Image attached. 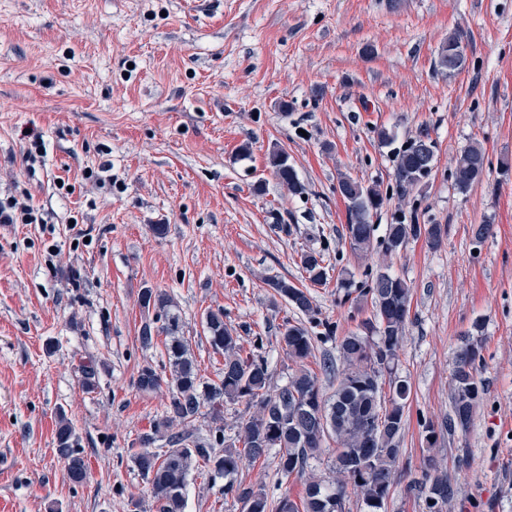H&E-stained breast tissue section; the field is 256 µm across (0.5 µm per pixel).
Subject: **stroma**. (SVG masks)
<instances>
[{
    "label": "stroma",
    "instance_id": "obj_1",
    "mask_svg": "<svg viewBox=\"0 0 512 512\" xmlns=\"http://www.w3.org/2000/svg\"><path fill=\"white\" fill-rule=\"evenodd\" d=\"M458 31L466 65L450 77L435 51ZM423 131L436 143L430 176L411 202L388 195L373 222L439 224L442 245L418 239L389 257L378 245L356 256L340 177L389 190L396 153ZM31 132L44 157L30 178L21 147ZM475 141L489 164L462 193L452 171ZM275 146L304 196L288 195L268 166ZM506 158L512 0H0V193L31 194L49 214L44 224H0V512H128L132 495L156 512L131 462L169 400L167 387L135 386L143 365L167 361L164 336L140 344L141 289L172 298L205 380L224 367L204 333L207 312L220 309L243 350L263 336L278 387L294 368L279 331L304 317L266 281L304 285L307 250L332 265L311 293L337 336L370 313V271L388 268L413 291L397 366L411 385L408 424L385 512H423L408 484L431 452L455 489L444 512H512ZM107 161L108 193L85 178ZM59 177L72 192L55 188ZM484 222L492 232L475 240ZM477 320L484 363L473 424L428 445L423 425L447 418L454 358ZM89 357L99 365L91 392L80 369ZM61 411L80 437L79 483L56 452ZM276 465L269 451L237 480L299 499L302 479L278 480ZM186 500L185 512H245L200 470Z\"/></svg>",
    "mask_w": 512,
    "mask_h": 512
}]
</instances>
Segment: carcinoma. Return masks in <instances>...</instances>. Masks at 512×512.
Returning <instances> with one entry per match:
<instances>
[{"instance_id":"1","label":"carcinoma","mask_w":512,"mask_h":512,"mask_svg":"<svg viewBox=\"0 0 512 512\" xmlns=\"http://www.w3.org/2000/svg\"><path fill=\"white\" fill-rule=\"evenodd\" d=\"M428 133L412 139L395 157V194L406 201L430 171L422 169L415 146ZM286 151L274 148L268 165L288 193L302 196L307 185L295 168L284 159ZM487 157L477 142L468 145L457 158L452 172L457 190L465 192L480 180ZM338 190L347 204L346 237L351 249L366 254L373 245L376 225L372 222L387 194L377 185L365 186L349 177L338 181ZM425 237L433 247L440 245L443 230L439 224H405L395 217L386 225L383 252L392 255L409 240ZM299 263L312 286L326 284L329 265L321 251H304ZM265 284L288 305L302 313L308 325L285 323L279 343L288 358L299 365L285 385L271 388L272 375L265 356L264 338L254 337L253 349L242 353L237 337L224 325V311L206 315L204 331L212 348L224 356L223 376L218 383H208L199 374L189 339L182 335L183 323L172 310L173 301L165 293L151 288L139 296L140 305L154 311L145 323L140 341L148 347L154 336L166 337L169 373L162 375L152 365L138 372L136 387L150 392L167 385L170 393L162 418L150 431L142 433L132 462L146 480L157 512H185L186 487L197 468L207 469L210 477L224 479V495H232L244 504L245 512H345L348 489L361 499L364 512H383L393 486V474L401 454V439L407 424L406 403L411 393L408 380L396 375L406 324L410 314L411 287L400 278L381 269L369 274L365 295L371 296L370 316L358 331L336 337L334 325L319 317L307 288L282 278H270ZM483 325L473 324L464 336L451 373V414L448 431H467L474 419L480 398L478 368L483 361ZM337 342L342 369L323 358V369L336 375V389L325 396L317 376L304 363L315 357L316 342ZM82 386L92 391L97 386V363L88 359L81 364ZM389 376L388 394H383L382 380ZM243 403L250 410L240 416L236 442H227L224 434V405ZM207 415L215 427L207 438L194 436L192 426L200 415ZM181 430L168 438L170 448L164 454L151 451L159 438L172 426ZM336 443V477L326 481L313 479L305 484L300 502L284 494L269 499L264 488L244 487L237 475L244 462H254L275 448L277 474L301 477L309 461L322 451L327 440ZM57 453L65 463L71 480L84 479L85 461L79 436L65 413L57 415ZM423 496L425 512H443L451 498L448 477L440 470L433 454L424 459L422 478L414 481Z\"/></svg>"}]
</instances>
